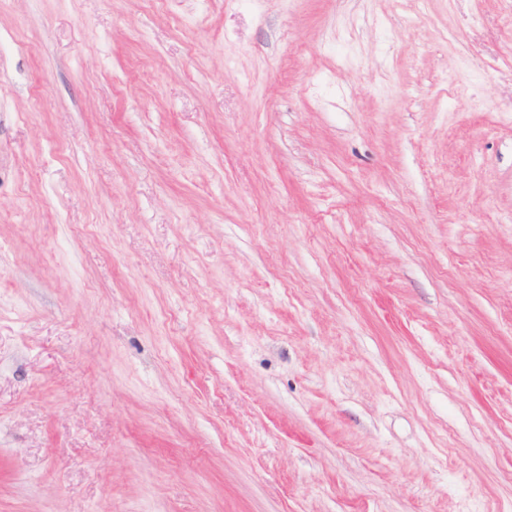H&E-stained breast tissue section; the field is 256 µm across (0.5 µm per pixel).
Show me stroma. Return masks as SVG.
Listing matches in <instances>:
<instances>
[{
  "label": "stroma",
  "instance_id": "obj_1",
  "mask_svg": "<svg viewBox=\"0 0 512 512\" xmlns=\"http://www.w3.org/2000/svg\"><path fill=\"white\" fill-rule=\"evenodd\" d=\"M512 0H0V512H512Z\"/></svg>",
  "mask_w": 512,
  "mask_h": 512
}]
</instances>
